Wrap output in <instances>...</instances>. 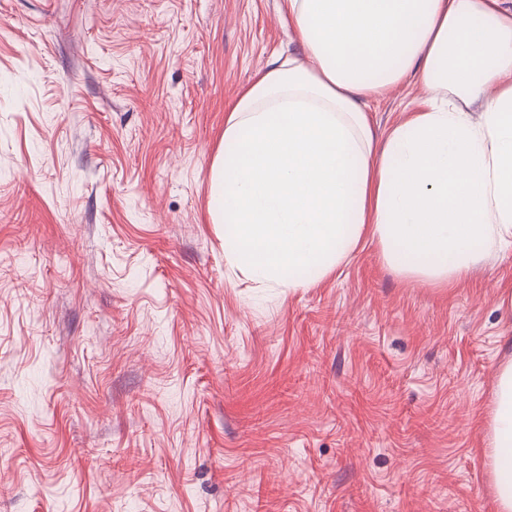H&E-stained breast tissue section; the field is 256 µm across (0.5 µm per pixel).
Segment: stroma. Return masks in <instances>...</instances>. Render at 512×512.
<instances>
[{
  "mask_svg": "<svg viewBox=\"0 0 512 512\" xmlns=\"http://www.w3.org/2000/svg\"><path fill=\"white\" fill-rule=\"evenodd\" d=\"M300 51L282 0H0V512H493L512 250L454 288L227 261V109Z\"/></svg>",
  "mask_w": 512,
  "mask_h": 512,
  "instance_id": "obj_1",
  "label": "stroma"
}]
</instances>
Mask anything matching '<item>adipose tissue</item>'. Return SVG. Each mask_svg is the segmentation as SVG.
Segmentation results:
<instances>
[{
	"instance_id": "1",
	"label": "adipose tissue",
	"mask_w": 512,
	"mask_h": 512,
	"mask_svg": "<svg viewBox=\"0 0 512 512\" xmlns=\"http://www.w3.org/2000/svg\"><path fill=\"white\" fill-rule=\"evenodd\" d=\"M303 56H275L230 107L209 211L251 277L301 288L363 242L397 276L451 287L512 250V8L504 0H286ZM431 92L386 137L370 100ZM512 512V356L484 445Z\"/></svg>"
}]
</instances>
